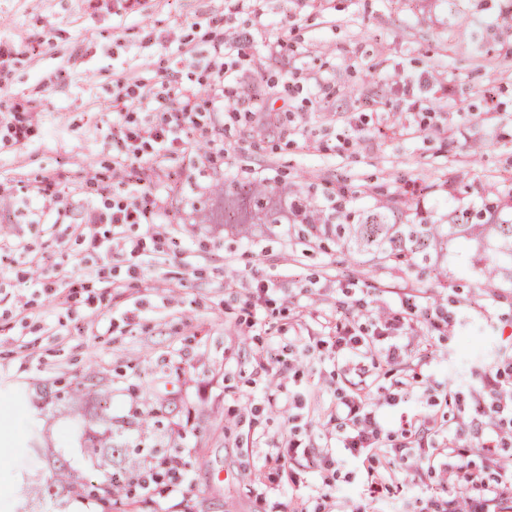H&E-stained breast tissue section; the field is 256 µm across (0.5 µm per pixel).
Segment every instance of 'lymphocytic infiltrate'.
I'll return each mask as SVG.
<instances>
[{
  "label": "lymphocytic infiltrate",
  "instance_id": "f902f5d3",
  "mask_svg": "<svg viewBox=\"0 0 512 512\" xmlns=\"http://www.w3.org/2000/svg\"><path fill=\"white\" fill-rule=\"evenodd\" d=\"M239 9L252 21L237 35L227 36L214 45L206 85L214 103L225 105L229 116L247 113L255 128L265 130L280 121L279 112L268 105L266 87L259 83L250 97L237 96L246 77L240 64L247 48L261 37L264 19L257 10V0H241ZM198 100L199 90L192 82L174 77L162 83L155 96V116L151 121L126 119L113 130L115 164L122 170L123 179L111 189V204L87 210L77 220L55 209L42 216L34 215V223L71 225L73 234L86 248L103 258L111 256L117 248L130 255L136 253L140 244L129 237V229L155 223L162 207L145 186L142 160L148 151L172 148L180 131L196 126ZM422 315L419 295H407L400 316L377 323L375 333L364 334L351 323L337 326L336 347L352 366L359 365L361 352L371 347L378 349L386 362H401L409 347L407 334ZM480 389L479 399L472 403L474 419L481 430L477 451L496 461L495 474L463 467L458 461L457 438L433 422L422 427L406 421L399 426V436L388 439L386 428L391 419L385 408L366 405L367 390L362 386L335 394L331 415L336 420V442L319 450V465L324 469L335 462L359 466L364 471L366 496L384 503L394 496L392 460L405 449L415 448L422 458L414 470L418 480L442 475L451 484L465 481L468 512H512V462L498 458L505 414L512 412V391L506 389L504 373L498 368L484 372ZM425 430L439 436L438 447H422L421 433Z\"/></svg>",
  "mask_w": 512,
  "mask_h": 512
}]
</instances>
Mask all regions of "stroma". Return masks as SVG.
Listing matches in <instances>:
<instances>
[{
  "instance_id": "35a3bbf8",
  "label": "stroma",
  "mask_w": 512,
  "mask_h": 512,
  "mask_svg": "<svg viewBox=\"0 0 512 512\" xmlns=\"http://www.w3.org/2000/svg\"><path fill=\"white\" fill-rule=\"evenodd\" d=\"M227 9L226 0H143L129 17L114 14L112 0H0V45L11 50L0 68V236L31 249L0 254V448L9 451L0 512H18V451L34 428L54 450L40 464L44 481L61 468L109 480L146 437L189 456L191 512H269L283 498L308 512H379L352 467L337 472L331 497L323 471L299 462L283 489L263 461L289 434L315 449L333 439L336 327L394 316L407 288L439 325L414 324L419 355L377 362L374 397L397 393L394 417H445L473 467L486 465L470 435L471 394L494 365L512 383V278L485 282L492 256L474 259L469 238L452 234L431 261L388 268L295 224L225 231L211 205L217 191L247 184L307 199L316 213L339 198L333 224L375 211L399 224H446L461 208L484 210L491 191L512 188V0H266L265 40L286 47L270 61L265 41L255 42L245 67L273 84H320L324 96L299 101L284 128L258 133L225 125L201 94V123L231 149L210 162L188 129L185 149L154 157L147 188L165 202V237L145 247L165 261L89 257L87 273L103 270L117 284L92 307L29 296L27 278L69 275L67 256L82 250L32 214L64 206L80 218L102 203L96 185L113 180V81L124 74L154 90L179 59L183 78L204 79ZM407 83L431 100L430 117L413 126L402 112ZM16 115L34 128L23 145L7 141ZM253 278L280 292L249 326L241 314ZM78 385L107 397L57 403L58 389ZM101 417L112 430L109 464L75 441ZM414 467L411 457L395 463L401 499L464 496L460 484L414 481Z\"/></svg>"
}]
</instances>
